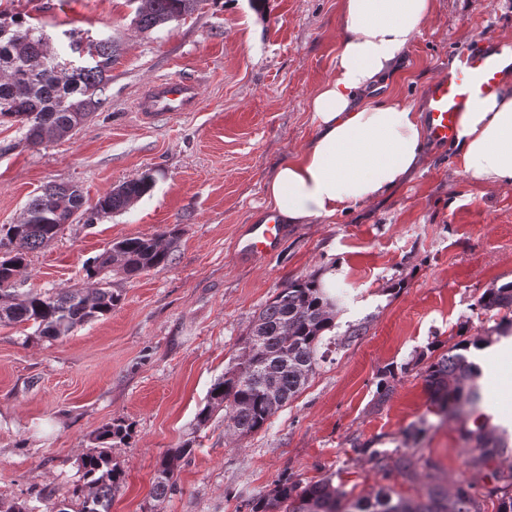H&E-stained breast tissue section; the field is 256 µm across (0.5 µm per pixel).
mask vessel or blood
I'll return each instance as SVG.
<instances>
[{
  "mask_svg": "<svg viewBox=\"0 0 512 512\" xmlns=\"http://www.w3.org/2000/svg\"><path fill=\"white\" fill-rule=\"evenodd\" d=\"M499 45V37L493 35L475 39L469 49L457 54L454 65L431 82L427 90L425 121L433 142H451L456 135L459 112L497 90L507 71L498 56ZM199 105L197 84L165 80L148 88L138 103V110L144 117L152 118L193 112ZM286 230V225L272 218L248 225L242 254L266 257L277 252Z\"/></svg>",
  "mask_w": 512,
  "mask_h": 512,
  "instance_id": "b4317fda",
  "label": "vessel or blood"
}]
</instances>
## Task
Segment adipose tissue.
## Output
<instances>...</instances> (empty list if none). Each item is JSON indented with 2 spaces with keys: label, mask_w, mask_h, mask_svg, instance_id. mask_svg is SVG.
I'll return each instance as SVG.
<instances>
[{
  "label": "adipose tissue",
  "mask_w": 512,
  "mask_h": 512,
  "mask_svg": "<svg viewBox=\"0 0 512 512\" xmlns=\"http://www.w3.org/2000/svg\"><path fill=\"white\" fill-rule=\"evenodd\" d=\"M435 0H342L334 74L313 95L317 133L267 182L284 224L333 218L386 195L418 168L425 129L415 102L380 99ZM454 146L474 182H512V81L460 112Z\"/></svg>",
  "instance_id": "ef3b65f1"
}]
</instances>
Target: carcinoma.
Masks as SVG:
<instances>
[{
	"instance_id": "cac0c4a2",
	"label": "carcinoma",
	"mask_w": 512,
	"mask_h": 512,
	"mask_svg": "<svg viewBox=\"0 0 512 512\" xmlns=\"http://www.w3.org/2000/svg\"><path fill=\"white\" fill-rule=\"evenodd\" d=\"M137 3L133 24L142 33L178 22L193 14L205 0H133ZM40 26L30 16L0 10V123L20 125L24 140L32 146L45 137L73 135L80 119L89 117L100 103L109 80L118 46L111 40H86L75 31L70 39L90 58L88 63L66 66L65 59L54 63L53 50L43 39ZM153 187V177L143 174L101 196L93 215L105 216L127 209ZM84 205L82 191L75 185L51 183L25 205L18 224L0 226V325L31 323L39 335L57 339L94 318L112 312L121 301L112 289L111 274L128 278L167 266L179 233L172 228L152 237H129L116 241L94 260L87 277L99 288H62L57 292H18L15 278L27 266L29 253L53 241L64 225L73 220ZM339 299L327 293L314 276L286 281L275 296L254 317L242 354L233 358L224 374L214 380L195 416L201 429L220 411L227 427L240 436L254 434L307 383L320 362L326 359L335 327ZM485 313H512V281L486 289L476 300ZM492 342L490 336L462 339L427 361L425 354L412 359L422 366V377L436 411L461 420L475 413L482 402L480 367L470 360V348L480 350ZM392 369L384 370L377 382V404L386 402L391 392ZM474 430H464V443L478 450L467 463L476 468H492L494 485L486 495L499 500L498 512H512V468L494 467L509 448V433L493 425L490 417ZM132 425L116 420L99 429L95 449L78 464L79 484L71 504L40 510L34 505L0 504V512H110L112 495L125 481V471L112 459V449L128 443ZM190 443L170 448L163 456L153 486L159 501L176 484L179 462L192 454ZM374 467L388 476L392 473L414 483L421 470L430 469V460L419 462L413 453L403 454L394 470L388 469V454L365 448ZM251 512H483L480 496L466 483L452 488L428 485L425 500L413 502L396 494L389 486L372 496L351 498L329 478L301 484L286 477L273 493L253 501Z\"/></svg>"
}]
</instances>
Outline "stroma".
<instances>
[{
    "mask_svg": "<svg viewBox=\"0 0 512 512\" xmlns=\"http://www.w3.org/2000/svg\"><path fill=\"white\" fill-rule=\"evenodd\" d=\"M341 0H204L180 22L139 32L129 0H11L58 46L76 30L112 38L119 55L105 101L73 136L28 146L18 126L0 125V225L17 223L48 183H70L87 206L151 173L152 190L129 209L88 222L75 215L29 256L19 290L86 287V269L113 242L180 234L166 267L114 275L112 313L52 340L34 326L0 325V501L70 498L78 460L95 432L133 423L112 455L125 481L110 512H251L289 476L331 478L357 495L389 485L420 501L422 482L384 478L367 449L397 460L406 449L431 460L435 482L485 492L487 470L468 467L462 424L440 422L418 370L404 365L460 335H491L497 316L478 310L488 288L512 281V183L470 181L456 148L425 140L414 175L380 200L313 224L289 226L280 250L240 256L237 238L268 212L265 184L315 135L309 102L332 74ZM512 44V0H436L390 94L424 106L430 82L485 34ZM199 85L197 111L143 120L135 105L156 81ZM335 271L345 300L336 343L295 399L263 430L238 436L223 415L195 429L214 379L247 335L255 312L289 279ZM358 324L361 336L348 338ZM508 361L484 371L483 410L512 431V338ZM397 367L392 392L374 408L381 370ZM431 424L420 440L403 432ZM192 441L164 500L152 488L167 449Z\"/></svg>",
    "mask_w": 512,
    "mask_h": 512,
    "instance_id": "stroma-1",
    "label": "stroma"
}]
</instances>
